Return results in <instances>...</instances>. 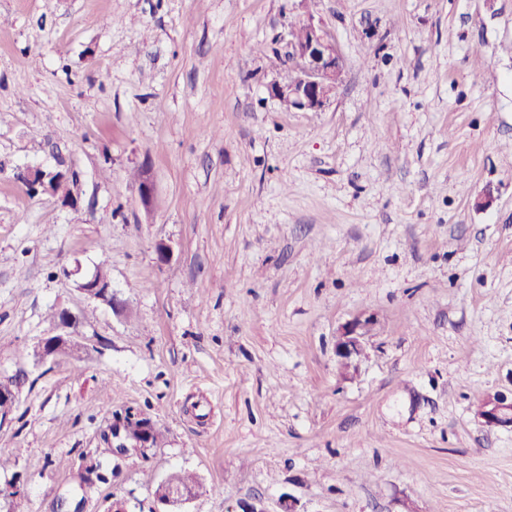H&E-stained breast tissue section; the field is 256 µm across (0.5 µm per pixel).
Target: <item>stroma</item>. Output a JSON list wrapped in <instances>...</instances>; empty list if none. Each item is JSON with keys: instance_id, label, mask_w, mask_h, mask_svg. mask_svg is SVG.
<instances>
[{"instance_id": "obj_1", "label": "stroma", "mask_w": 512, "mask_h": 512, "mask_svg": "<svg viewBox=\"0 0 512 512\" xmlns=\"http://www.w3.org/2000/svg\"><path fill=\"white\" fill-rule=\"evenodd\" d=\"M307 17L345 69L288 111L267 86ZM35 166L77 203L28 192ZM100 266L123 312L82 291ZM62 308L91 316L79 349L37 360ZM7 377L0 488L30 512L84 476L80 512H155L175 468L187 512H512V428L475 415L512 396V0H0ZM128 411L164 444L111 454ZM376 324L373 313H362L341 326L336 335V361L342 375L358 371V362L365 350V340ZM171 484L182 487L172 488L168 495V499L157 500V502L165 506L179 508L182 505H186L193 501V498L195 497V489L190 487L199 485V482L196 475L193 473L182 469L175 470L167 474L165 478L156 484L154 495H162L166 487Z\"/></svg>"}]
</instances>
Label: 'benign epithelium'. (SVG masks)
I'll use <instances>...</instances> for the list:
<instances>
[{"label":"benign epithelium","mask_w":512,"mask_h":512,"mask_svg":"<svg viewBox=\"0 0 512 512\" xmlns=\"http://www.w3.org/2000/svg\"><path fill=\"white\" fill-rule=\"evenodd\" d=\"M304 38L286 39L288 62L299 68L295 81L288 85L278 80L268 86V93L277 100L286 99L291 108L301 111L323 110L336 93V86L343 73V61L326 29L312 18L303 19ZM81 290L108 303L119 313L123 303L112 292L111 284L91 278L81 284ZM77 318L67 311L59 313V328L50 337L39 339V357L47 359L69 353L74 349V328ZM376 324L375 315L363 313L341 326L336 335V361L340 372L358 371V362L365 350V340ZM477 415L487 425L512 426V400L503 396L489 397L482 401ZM150 426L140 430V437L130 438L126 423L112 425V451L127 454L148 447ZM195 489L175 487L168 499L160 504L179 508L193 501Z\"/></svg>","instance_id":"benign-epithelium-1"}]
</instances>
